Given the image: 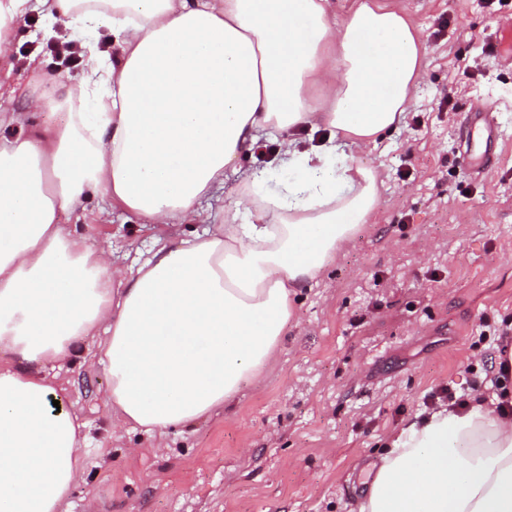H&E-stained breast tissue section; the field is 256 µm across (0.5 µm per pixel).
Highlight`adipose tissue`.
<instances>
[{"label": "adipose tissue", "instance_id": "1", "mask_svg": "<svg viewBox=\"0 0 512 512\" xmlns=\"http://www.w3.org/2000/svg\"><path fill=\"white\" fill-rule=\"evenodd\" d=\"M88 51L55 90L64 125L0 138V512H61L83 466L82 425L51 408L46 366L106 335L119 423L191 426L257 379L296 316L294 297L379 204L378 175L348 159L395 127L426 44L382 0H42ZM108 25L117 48L92 40ZM330 129L303 148L299 129ZM264 131L278 167L247 175L223 223L202 199ZM101 194L148 224H204L114 281L61 213ZM256 214L245 222L244 214ZM359 512H512V419L443 404L391 435Z\"/></svg>", "mask_w": 512, "mask_h": 512}]
</instances>
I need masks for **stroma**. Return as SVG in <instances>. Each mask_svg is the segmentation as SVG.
Instances as JSON below:
<instances>
[{
    "label": "stroma",
    "mask_w": 512,
    "mask_h": 512,
    "mask_svg": "<svg viewBox=\"0 0 512 512\" xmlns=\"http://www.w3.org/2000/svg\"><path fill=\"white\" fill-rule=\"evenodd\" d=\"M428 46L416 95L397 128L358 152L382 179L373 223L361 225L317 279L299 289L261 378L192 427L147 433L112 421L99 337L55 369L64 407L83 423L85 467L62 512H358L379 443L434 408V393L497 403L486 367L492 337L512 324V0H389ZM70 21L26 9L0 58V111L19 112L6 137L55 128L57 85L80 68L46 49ZM493 106L496 162L463 160L473 114ZM278 135L243 152L201 203L213 222L245 175L274 166ZM65 232L105 249L122 280L158 240L203 225L145 224L109 198L63 214ZM487 340H480V333Z\"/></svg>",
    "instance_id": "1"
}]
</instances>
